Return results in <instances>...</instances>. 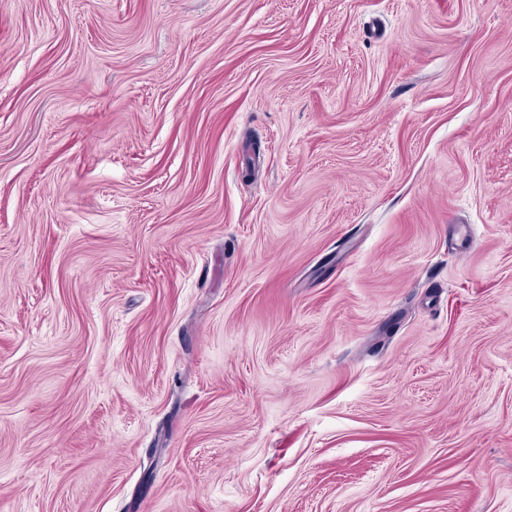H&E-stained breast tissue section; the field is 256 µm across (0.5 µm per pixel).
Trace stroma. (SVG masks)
I'll list each match as a JSON object with an SVG mask.
<instances>
[{
  "label": "stroma",
  "instance_id": "obj_1",
  "mask_svg": "<svg viewBox=\"0 0 512 512\" xmlns=\"http://www.w3.org/2000/svg\"><path fill=\"white\" fill-rule=\"evenodd\" d=\"M0 512H512V0H0Z\"/></svg>",
  "mask_w": 512,
  "mask_h": 512
}]
</instances>
